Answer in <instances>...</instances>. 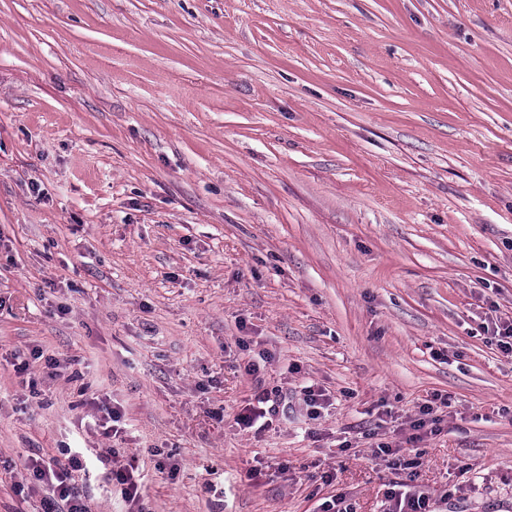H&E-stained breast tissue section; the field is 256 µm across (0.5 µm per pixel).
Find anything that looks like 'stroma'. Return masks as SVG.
Returning <instances> with one entry per match:
<instances>
[{
    "label": "stroma",
    "instance_id": "obj_1",
    "mask_svg": "<svg viewBox=\"0 0 512 512\" xmlns=\"http://www.w3.org/2000/svg\"><path fill=\"white\" fill-rule=\"evenodd\" d=\"M510 319L512 0H0V512H512ZM257 405H249L237 416V423L246 427H252L259 419L265 418L266 415H270L273 411L272 408H265V404L269 402L268 397L264 394H259L255 397ZM78 455L68 459V464L53 461L46 465L43 459H34L29 466L34 482L33 489L41 484L52 488L54 500L47 502L44 512H88L87 505L75 486V474L82 470ZM62 506V507H61ZM111 478L122 486V498L127 505H129V512H135L132 506L139 503L143 497L144 484L141 473L137 472L134 465H119L112 466ZM387 498L393 502L388 512H429L428 497L424 494H403L398 495L396 492H387Z\"/></svg>",
    "mask_w": 512,
    "mask_h": 512
}]
</instances>
